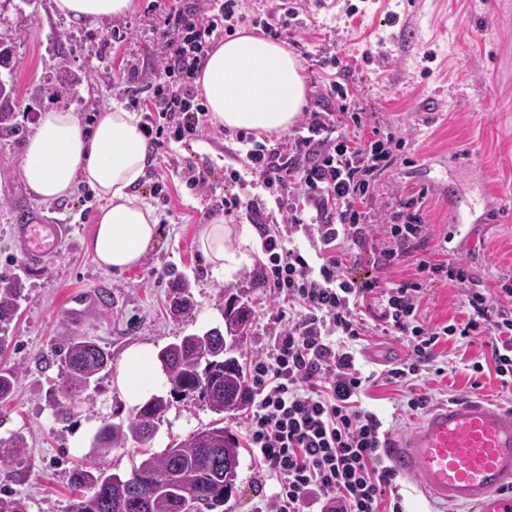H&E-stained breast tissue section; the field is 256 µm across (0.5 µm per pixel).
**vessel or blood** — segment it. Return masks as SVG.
Here are the masks:
<instances>
[{"label":"vessel or blood","mask_w":512,"mask_h":512,"mask_svg":"<svg viewBox=\"0 0 512 512\" xmlns=\"http://www.w3.org/2000/svg\"><path fill=\"white\" fill-rule=\"evenodd\" d=\"M495 202L484 197L482 212L469 216L457 197H449L451 223L473 218L486 223ZM22 254L37 266L67 235L64 224H48L22 211L14 226ZM392 467L430 497L471 504L476 512H512V408H495L478 399L432 409L406 437L390 439Z\"/></svg>","instance_id":"vessel-or-blood-1"}]
</instances>
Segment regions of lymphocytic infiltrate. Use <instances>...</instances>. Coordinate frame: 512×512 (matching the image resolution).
<instances>
[{
  "instance_id": "lymphocytic-infiltrate-1",
  "label": "lymphocytic infiltrate",
  "mask_w": 512,
  "mask_h": 512,
  "mask_svg": "<svg viewBox=\"0 0 512 512\" xmlns=\"http://www.w3.org/2000/svg\"><path fill=\"white\" fill-rule=\"evenodd\" d=\"M246 18L242 0H155L150 29L163 50L152 63L160 79L142 101L150 114L142 125L146 136L195 137L205 107L193 82L212 40ZM335 125L333 111L307 110L279 143L237 136L246 153L234 180L262 188L282 219L263 232L278 328L271 351L245 372L244 440L255 469L277 483L259 512H405L386 458L388 433L360 397L375 380L401 382L410 387L408 409L427 410L433 397L418 383L445 374L438 361L444 342L490 337L496 376L502 386L512 385V306L493 299L465 260L448 259L445 245H432L423 196L370 219L364 205L396 157L379 136L359 143L336 133ZM299 229L315 239L319 266L300 248L287 247ZM372 234L387 241L384 264L413 259L416 279L347 275L349 243ZM448 282L463 290L464 315L430 325L420 315L425 291ZM369 297L378 305L381 334L401 337L407 347L405 358L377 377L364 375L354 347L367 331L361 308Z\"/></svg>"
}]
</instances>
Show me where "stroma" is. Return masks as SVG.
Masks as SVG:
<instances>
[{"label":"stroma","mask_w":512,"mask_h":512,"mask_svg":"<svg viewBox=\"0 0 512 512\" xmlns=\"http://www.w3.org/2000/svg\"><path fill=\"white\" fill-rule=\"evenodd\" d=\"M314 0H299V14L279 41L298 59L306 84V107L337 109L339 102H319L324 63L335 62L336 79L349 90V111L365 115L367 129L399 142L397 162L379 178L370 199L373 215L383 216L400 196L427 189L425 211L435 232H454L449 257H463L491 295H499L503 279L512 278V0H338L333 13L318 14ZM151 0H135L133 9L95 24L77 26L56 15L52 0H0V38L12 53L0 79L13 82L9 106L15 128L0 133V276L20 277L22 300L13 319L0 323L8 344L0 353V369L16 372L14 396L0 402V440L22 435L30 470L0 479V491L25 500L28 512H70L77 493L68 482L70 470L89 455L71 440L84 425L102 421L126 424L133 409L121 402L112 380L117 362L131 344L164 347L185 334L224 323V290L231 287L253 309L243 338L233 354L241 363L265 356L276 327V305L264 286L261 234L265 224L245 215L225 214L224 196L250 194L230 179L240 166L236 132L204 122L188 144L174 141L158 148L147 163L138 194L153 207L161 228L156 248L131 269L106 271L97 266L85 243L96 224L101 201L83 184L52 203L39 201L21 173L24 145L41 112L50 108L77 112L92 124L115 99L113 89L127 79L130 64L139 67L140 84L152 80L150 65L158 43L148 20ZM126 27L130 38L107 45L113 27ZM204 171L207 191L186 182L185 165ZM164 184L153 194L155 181ZM495 195L500 220L472 233L470 224H449L448 191L476 203L483 190ZM31 211L69 232L54 255L39 266L25 264L12 226L18 212ZM231 230L226 243L236 262L223 275H211L199 250L198 233L215 216ZM382 237L357 242V261L349 276L389 282L414 279L404 260L385 266ZM189 280L196 307L188 318L169 311L171 274ZM107 287L111 301L81 318L69 313L67 297L76 291ZM462 291L455 285L428 288L422 316L432 324L460 317ZM64 336H88L113 361L72 405V391L54 351ZM363 372H379L405 358L407 349L394 336L371 335L356 344ZM444 376L426 381L438 403L454 398H480L495 407H512V393L502 389L493 368L473 374L474 361L490 358L485 339L442 344ZM404 386L376 383L363 405L374 411L391 435H405L420 421L406 408ZM202 402L173 403L152 441L159 452L182 442L214 420ZM273 480L256 474L248 453H241L237 489L224 512H255Z\"/></svg>","instance_id":"obj_1"}]
</instances>
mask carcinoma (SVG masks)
<instances>
[{
	"instance_id": "carcinoma-1",
	"label": "carcinoma",
	"mask_w": 512,
	"mask_h": 512,
	"mask_svg": "<svg viewBox=\"0 0 512 512\" xmlns=\"http://www.w3.org/2000/svg\"><path fill=\"white\" fill-rule=\"evenodd\" d=\"M170 312L188 317L195 307L189 284L174 282ZM22 281L0 279V323L9 320L25 298ZM250 310L236 296L224 303V322L232 331L244 329ZM71 386L84 390L91 379L111 362L109 354L87 336H63L55 351ZM168 366L170 395L195 397L219 418L199 428L184 441L160 453L138 452V464L131 476L122 478L108 472L103 459L128 441L142 445L148 433L156 431L170 406L163 396H152L141 404L125 426L103 421L95 434L94 459L70 471L69 481L87 491L72 504L70 512H224V503L236 489L237 478L224 463L239 462L238 437L224 428L222 414L236 411L248 398L238 359L226 357V344L213 337V329L181 337L158 352ZM15 371L0 370V400L12 397ZM28 462L23 436L17 435L0 447V475L8 478ZM0 512H27L26 502L13 495L0 497Z\"/></svg>"
}]
</instances>
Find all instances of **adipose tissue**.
Instances as JSON below:
<instances>
[{
    "instance_id": "ef3b65f1",
    "label": "adipose tissue",
    "mask_w": 512,
    "mask_h": 512,
    "mask_svg": "<svg viewBox=\"0 0 512 512\" xmlns=\"http://www.w3.org/2000/svg\"><path fill=\"white\" fill-rule=\"evenodd\" d=\"M133 0H53V9L75 22L92 23L132 10ZM195 84L212 124L230 129L280 132L306 103L301 66L280 43L242 31L209 52ZM135 112L109 107L94 127L70 110L42 112L21 160L22 177L41 201L70 195L75 182L91 186L102 200L88 250L103 268L139 265L161 232L153 209L136 192L148 144ZM231 235L217 217L199 232V246L211 272L223 274L234 257L224 247ZM114 384L126 407L140 406L170 387L152 344L129 346Z\"/></svg>"
}]
</instances>
